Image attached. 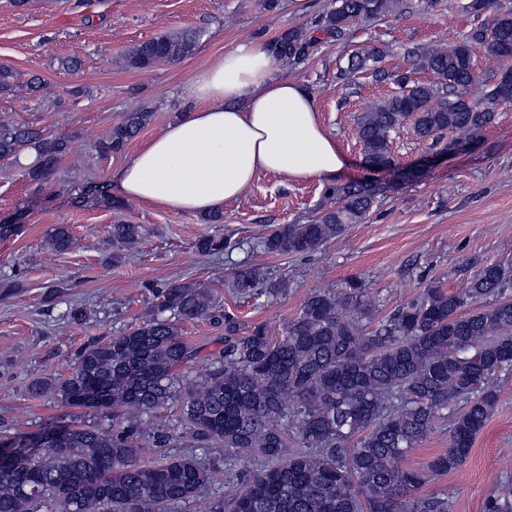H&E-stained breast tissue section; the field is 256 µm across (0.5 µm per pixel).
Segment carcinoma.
Here are the masks:
<instances>
[{
	"mask_svg": "<svg viewBox=\"0 0 512 512\" xmlns=\"http://www.w3.org/2000/svg\"><path fill=\"white\" fill-rule=\"evenodd\" d=\"M400 0H333L306 29L292 28L269 42L279 60L301 65L320 42L339 41L357 18H379ZM201 38L193 30L159 35L132 47L130 70L151 69L191 55ZM502 59L506 70L483 100L467 89L479 81L472 46ZM414 65L436 82L414 81L376 66L375 78L404 86L371 104L357 119L365 161L395 164L390 134L412 123L421 139L448 148L478 137L496 108L512 100V11L497 10L450 48L408 49ZM370 49L347 58L336 78L379 62ZM140 109L124 114L99 141L103 156L121 152L152 120ZM69 142L28 123L0 119V159L34 153L24 165L28 181L49 182ZM334 206L308 224H283L261 238L268 253L305 255L362 223L377 189L367 182L331 184ZM112 263L135 249L140 224L112 225ZM72 244L68 229H54L50 245ZM227 240L205 235L202 253L220 254ZM231 288L246 298L261 288L269 296L287 290L253 265L238 266ZM156 311L118 336L84 346L65 378L35 383L37 393L69 406L112 415V425L64 427L33 442L0 465V512H171L175 505L206 501L204 512H448V501H414L412 493L436 473L458 469L492 416L491 378L512 371V271L482 266L463 288L428 286L389 317L364 283L308 295L277 336L263 324L241 326L197 282L157 289ZM207 320L224 326V350L199 381L181 379L195 356L179 323ZM180 405L190 430L188 447H221L231 457H254L260 467L238 480L224 497L214 493L211 469L192 456L160 464L140 461L139 438L166 446L175 427L151 424L169 403ZM450 421L448 450L427 469H402L394 461L419 447L441 421Z\"/></svg>",
	"mask_w": 512,
	"mask_h": 512,
	"instance_id": "obj_1",
	"label": "carcinoma"
}]
</instances>
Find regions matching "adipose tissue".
Masks as SVG:
<instances>
[{"label": "adipose tissue", "mask_w": 512, "mask_h": 512, "mask_svg": "<svg viewBox=\"0 0 512 512\" xmlns=\"http://www.w3.org/2000/svg\"><path fill=\"white\" fill-rule=\"evenodd\" d=\"M189 107L114 174L121 197L172 212L209 214L261 173L334 181L344 168L305 85L277 75L269 45L251 40L201 66Z\"/></svg>", "instance_id": "obj_1"}]
</instances>
